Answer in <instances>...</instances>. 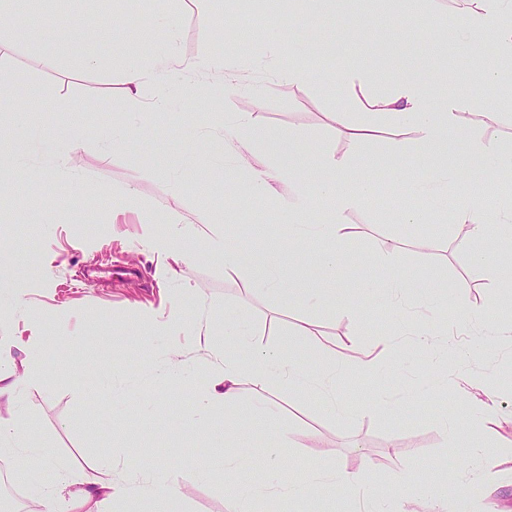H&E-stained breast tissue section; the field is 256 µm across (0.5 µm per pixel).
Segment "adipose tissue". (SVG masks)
<instances>
[{
  "label": "adipose tissue",
  "instance_id": "obj_1",
  "mask_svg": "<svg viewBox=\"0 0 512 512\" xmlns=\"http://www.w3.org/2000/svg\"><path fill=\"white\" fill-rule=\"evenodd\" d=\"M467 7L450 15L448 25L441 34L447 57L472 50L477 40L488 36L497 61L495 68H486L474 62L471 77L482 85H500L512 77V0H467ZM178 19L167 11L146 16L138 30L143 36L162 31L168 36L163 49L145 59L129 62L125 68V94L137 117L135 120L114 122L106 133L108 140L120 144L139 142L155 136L156 131L146 124L148 115L169 111L170 102L165 89L178 74L196 71H232L233 62L217 58L208 52L187 58L180 55L174 39ZM321 36L304 40L294 54L288 71H281L280 57L284 41L277 34L268 37V60L272 77L281 76L295 81H305L310 74L306 67L309 57L323 52ZM158 87V94L150 101H142L141 92L146 85ZM389 89L380 96H370L358 102L364 115L380 116L388 126L416 132L419 146L415 159L425 174L415 181L411 192L430 200L438 206L452 205V220L470 227L472 242L494 236L503 253H512V202L508 201L496 211H488L481 196L468 193L466 186L476 176L512 170V144L464 131L460 124L461 111L473 108L475 102L464 86L443 76L441 63L422 65L410 63L404 70L388 77ZM283 149L267 162L264 169L250 171L238 185L236 207L246 206L259 195L275 194L277 185L292 187L291 198L281 201L277 210L280 222L288 226L287 245L303 247L307 241L323 242L314 260L321 273L318 284L305 288H289L285 275L278 267L272 253L257 249L243 253L228 243L222 231L206 237L209 254L221 258L225 270L245 271L249 274V287L261 293L278 295L288 302H305L320 307L328 293V283L337 267L352 253L355 235L342 224L344 211L362 206L374 193V183L366 174L367 166L357 155L336 157L323 155L322 166L328 177L318 186L304 180L298 165L300 146L294 134L281 135ZM329 197L332 207L315 212L313 197ZM146 244L160 280L178 277L182 267L191 262L195 251L188 244L195 236L194 225L173 208H168L144 225ZM397 241L384 244L377 256L378 262L388 272L384 290L365 287L368 299L380 302L393 310H400L405 288L404 274L397 268L395 256ZM196 295L190 284H183L173 295L166 317H148L146 330L151 337L169 336L182 329H190L192 339L203 345L207 352L210 383L192 406L186 408L182 423H200L209 417L225 413L239 399L241 387L250 383L258 387L278 384L291 390L321 395L326 408L339 417H347L349 409L336 390L335 370L308 371L304 365L307 356L317 348L315 340L286 337L280 346L260 350L253 346L255 330L247 315L242 312L225 314L223 328H216L206 321L188 324L184 315L187 302ZM447 307L446 295H439L421 303L411 334L424 347L433 346L439 329L445 328L443 315ZM30 358L24 368L14 363L12 346L0 341V402L11 406L17 403V389L21 380L40 383L44 380V336L41 325H33L28 340ZM475 398L468 403L466 417H452L442 422L452 445L468 448L470 460L491 466L492 452L476 432L477 427L497 423L498 409L492 397L489 380L476 379L470 384ZM266 419L278 435L276 442L265 444L252 441L245 453L225 459V482L233 490L229 499L230 512H250V502L255 494L251 485L243 483L241 474L255 465L266 467L270 484L282 486L285 495L301 498L307 493L334 492L360 496L364 512H416V499L406 478H398L397 491L378 492L363 488L358 474L341 466L318 470L305 483L282 485L278 461L282 450L289 445L288 431L281 423L279 413L265 408ZM0 454L13 457L18 471H25L28 460H37L41 467L52 471L56 479L36 487L46 512H84L93 507L94 512H180L183 499L181 489L158 465H135L129 462L116 464L111 453H103L98 460L105 480L92 483L83 489L80 497L65 499L63 490L69 476L57 463L48 448L34 447L23 430V414L16 411L11 420L0 419Z\"/></svg>",
  "mask_w": 512,
  "mask_h": 512
}]
</instances>
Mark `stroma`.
<instances>
[{"label": "stroma", "mask_w": 512, "mask_h": 512, "mask_svg": "<svg viewBox=\"0 0 512 512\" xmlns=\"http://www.w3.org/2000/svg\"><path fill=\"white\" fill-rule=\"evenodd\" d=\"M203 6L219 29L209 40L199 25ZM463 7V0H338L335 12L321 16L314 0H208L204 5L198 0H162L161 10L181 17L179 52L192 57L206 47L216 57L234 56L233 80L239 90L227 92L223 83L208 77L175 78L169 87L173 111L155 119L166 135L122 149L108 147L101 135L128 110L125 58L145 57L155 48L136 33L140 16L148 12L143 0L117 5L110 0H38L47 35L55 34L59 14H66L71 24L69 35L58 36L60 49L52 60L39 51L28 24L16 21L1 28L0 40L8 49L0 62L14 75L17 99L32 102L38 110L24 123L9 126L8 137L0 139V153L42 126L79 124L89 131L66 176L19 182L0 196V274L23 289L26 301L25 310L0 320V339L17 336L26 320L38 318L48 349L46 382L20 389L29 440L54 449L58 460L77 467L86 481L99 475L93 464L97 453L153 449L156 463L186 492L182 512H227L221 462L239 453V440H217L224 427L220 418L204 427L176 422L182 407L208 384L202 368L206 353L180 334L153 347L144 345L136 325L148 312L167 310L176 291L159 283L143 239L144 223L156 208L178 209L190 221L201 214L229 225L234 244L247 252L258 245L254 229L272 225L265 245L276 251L292 284L298 287L317 278L311 256L320 250V242H309L304 256L279 249L288 228L275 223L276 199L257 197L239 212L229 207L248 167L266 162L265 151L242 162L239 142L225 136L220 173L210 167L208 147L190 156L184 153L181 125H220L225 117L249 112L267 143L286 132L301 137L300 162L315 179L325 177L320 156L339 157L353 150L372 163L371 177L381 190L378 199L341 216L358 233L356 250L337 268L335 292L323 308L283 304L277 296L250 290L246 273L225 271L220 262L201 257L182 269L183 281L199 290L200 313L220 325L226 311L245 312L256 330L253 341L262 348L276 345L283 333L310 328L319 348L309 367L317 369L339 353L347 338L366 344L393 338L395 320L383 304L367 303L361 285H384L387 271L375 256L387 238L395 237L400 241L397 265L420 277L406 284L411 303L423 300L420 285L425 282L438 292L450 290L447 319L463 312L472 316L453 336L437 339L440 345L455 346L440 387H425L436 369L430 349L406 341L378 375L346 365L336 387L350 408L348 420L325 410L312 394H295L276 384L259 393L244 387L234 414L249 422L250 439L271 443L277 438L266 418L253 411L260 396L278 409L288 430L291 446L286 455L291 462L282 471L284 482L299 483L312 470L341 464L359 472L367 488H388L400 475L409 479L413 491L430 488L422 512H439L444 505L451 512H512V446L497 447L496 425L482 429L496 446L498 480L492 489L468 479L465 448L451 446L440 426L442 419L466 413L465 404L449 406L448 397L473 377L495 379L500 415L512 418V345L500 332L506 311H512V294L501 293L486 273L472 267L468 225L449 222L446 212L427 208L423 199L409 193L419 171L413 161L416 133L381 123L354 146L349 127L360 121V114L351 112L344 126L336 121L344 94L334 75L341 67L365 62L375 69L376 81L356 89L357 98L384 92L388 75L402 70L407 59L425 64L443 54L438 34L450 10ZM288 12L294 16L286 34L288 46L306 39L319 23L335 38L334 52L315 57L305 82L267 79L261 70L264 28ZM377 25L390 28L394 42L371 39L369 31ZM94 53L107 59L105 68L85 66V58ZM471 94L479 105L463 111L462 124L476 134L487 132L497 141L512 142V100L485 97L480 87ZM118 187L131 190L137 202L114 218L112 191ZM407 207L426 209L427 223H399L398 215ZM177 347L182 350L178 357L173 354ZM179 358L197 366L195 378L188 384L173 382L161 406L145 412L144 398ZM119 360L129 368L128 377L113 384L111 392L101 391L99 379ZM380 393L389 398L393 412L372 411L371 401ZM203 464L213 468L210 480L196 475ZM357 506L356 499L336 493L300 500L259 496L250 504L252 512H355Z\"/></svg>", "instance_id": "obj_1"}]
</instances>
